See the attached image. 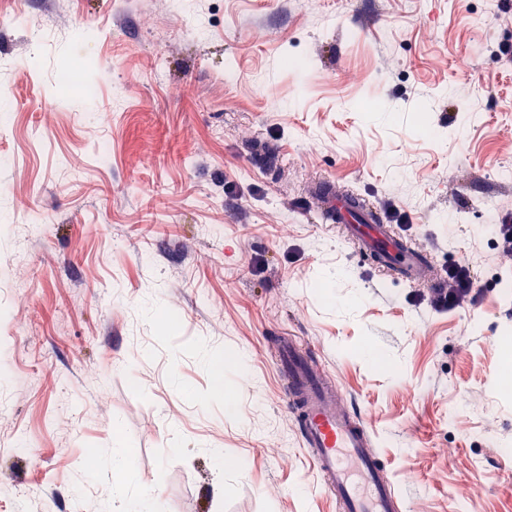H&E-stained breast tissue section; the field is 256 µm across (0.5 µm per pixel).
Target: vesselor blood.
Masks as SVG:
<instances>
[{"instance_id": "obj_1", "label": "vessel or blood", "mask_w": 512, "mask_h": 512, "mask_svg": "<svg viewBox=\"0 0 512 512\" xmlns=\"http://www.w3.org/2000/svg\"><path fill=\"white\" fill-rule=\"evenodd\" d=\"M353 204L350 198L328 199L327 221L336 223L370 268L408 284L421 283L429 253L397 235L391 225L380 223L377 216L357 220ZM277 367L323 487L343 512H402L403 503L374 450L372 431L356 413L339 408V388L308 362L298 341L281 340Z\"/></svg>"}]
</instances>
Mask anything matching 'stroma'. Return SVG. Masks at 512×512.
<instances>
[{
  "instance_id": "stroma-1",
  "label": "stroma",
  "mask_w": 512,
  "mask_h": 512,
  "mask_svg": "<svg viewBox=\"0 0 512 512\" xmlns=\"http://www.w3.org/2000/svg\"><path fill=\"white\" fill-rule=\"evenodd\" d=\"M0 99V512H340L283 336L408 512H512V0H8ZM324 182L474 301L360 266ZM501 224L493 225V233L496 239V248L499 257L512 260V224L511 217L502 218ZM476 278L473 266L458 264L444 271L440 288H432L431 306L436 310H454L472 302L475 297Z\"/></svg>"
}]
</instances>
